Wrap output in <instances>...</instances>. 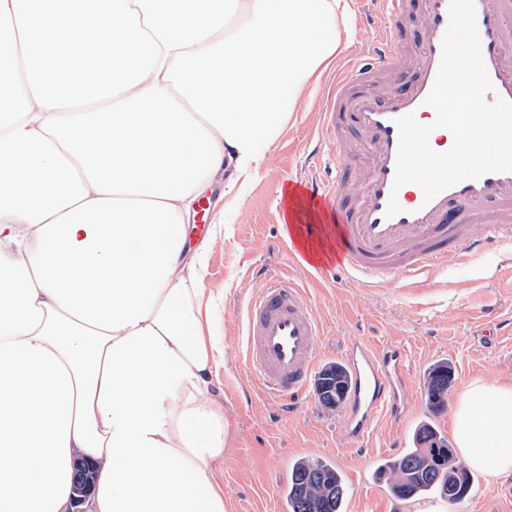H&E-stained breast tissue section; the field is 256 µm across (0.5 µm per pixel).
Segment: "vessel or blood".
<instances>
[{
    "mask_svg": "<svg viewBox=\"0 0 512 512\" xmlns=\"http://www.w3.org/2000/svg\"><path fill=\"white\" fill-rule=\"evenodd\" d=\"M383 28L367 59L338 72L323 112L322 133L336 156L334 186L306 183L302 194L335 214L333 262L358 281L381 285L459 255L512 244V172L459 182L433 198L415 184L395 187L399 131L414 114L432 125L426 105L440 64L449 0H379ZM481 53L493 84L487 102H512V0H474ZM401 211L387 216L390 200ZM320 325L293 280L268 281L247 306L244 350L257 382L295 405L320 356ZM396 344H350L343 357L351 385L343 403L344 431L363 446L397 408L407 365Z\"/></svg>",
    "mask_w": 512,
    "mask_h": 512,
    "instance_id": "vessel-or-blood-1",
    "label": "vessel or blood"
}]
</instances>
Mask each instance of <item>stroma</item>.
Here are the masks:
<instances>
[{"label": "stroma", "mask_w": 512, "mask_h": 512, "mask_svg": "<svg viewBox=\"0 0 512 512\" xmlns=\"http://www.w3.org/2000/svg\"><path fill=\"white\" fill-rule=\"evenodd\" d=\"M347 3L349 28L340 34L339 52L307 87L258 172L244 185L218 178L206 195L210 209L195 213L189 224L191 238L208 245L203 301L221 341L211 396L236 431L217 469L231 512H288V472L301 458L336 465L348 489L345 512H434L430 499L393 496L387 477L378 473L380 463L397 457L394 442L412 447L421 422L452 436L454 406L470 381H512V246L463 256L415 281L370 287L340 269L319 273L308 265L301 229L331 223L329 212L305 203L301 221L287 219L292 187L336 174V157L320 131L328 87L382 27L374 0ZM228 195L239 198L231 211L224 208ZM284 274L305 289L322 325V366L341 362L348 346L360 340L399 343L407 350L408 389L397 414L365 449L350 447L340 410L324 409L315 391L289 409L263 394L250 372L242 343L246 306L268 278ZM441 359L452 364L454 382L445 407L433 412L422 378ZM443 512H512V476L473 473L468 495Z\"/></svg>", "instance_id": "stroma-1"}]
</instances>
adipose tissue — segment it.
Here are the masks:
<instances>
[{
  "label": "adipose tissue",
  "mask_w": 512,
  "mask_h": 512,
  "mask_svg": "<svg viewBox=\"0 0 512 512\" xmlns=\"http://www.w3.org/2000/svg\"><path fill=\"white\" fill-rule=\"evenodd\" d=\"M346 0H0V512H230L193 204L256 173ZM454 442L512 474V384L471 381ZM72 480L73 502L71 512H88L86 506L95 485L96 465L77 454L73 460Z\"/></svg>",
  "instance_id": "adipose-tissue-1"
}]
</instances>
